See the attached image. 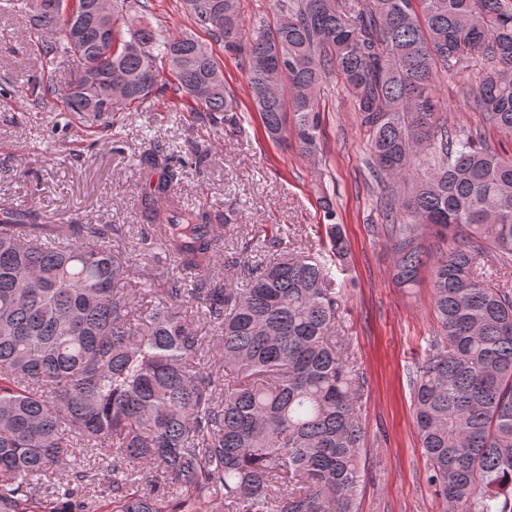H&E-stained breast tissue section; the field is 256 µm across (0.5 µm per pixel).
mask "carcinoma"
<instances>
[{
	"label": "carcinoma",
	"instance_id": "obj_1",
	"mask_svg": "<svg viewBox=\"0 0 512 512\" xmlns=\"http://www.w3.org/2000/svg\"><path fill=\"white\" fill-rule=\"evenodd\" d=\"M41 0L28 47L43 66L77 62L58 96L52 72L35 86L45 106L107 118L170 91L229 130L239 105L216 58L191 35L150 21L149 0H68L79 23ZM241 0H182L196 25L245 61L267 135L312 158L320 150L317 91L341 79L373 132L371 169L383 180L426 175L402 199L381 198L394 280L412 285L419 236L458 240L433 268L437 334L414 390L429 481L447 512H512V290L478 271L512 266V155L480 131L448 130L439 71L480 61L473 108L512 140V0H277L274 27L240 43ZM173 83L158 84L162 72ZM141 196L149 243L185 278L211 268L224 225L210 212L167 208L178 167L154 152ZM331 251L346 244L322 201ZM406 216L399 217V212ZM0 208V512H95L86 452L104 451L107 512H353L361 478V388L336 336L338 296L321 253L283 249L252 268L250 285L184 288L147 312L129 302L126 257L100 224L51 227L34 213L10 229ZM199 300L220 333L224 371L197 368L203 340L180 310Z\"/></svg>",
	"mask_w": 512,
	"mask_h": 512
}]
</instances>
